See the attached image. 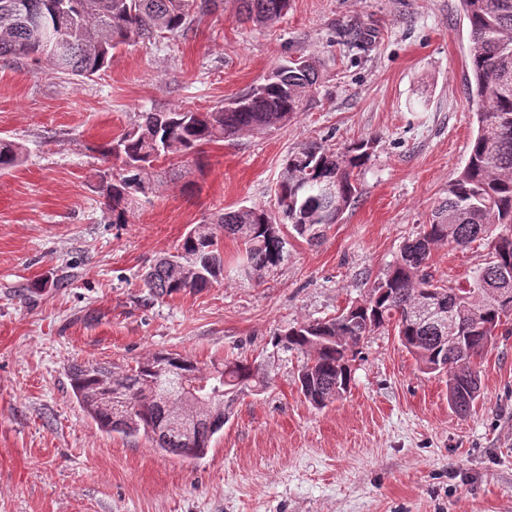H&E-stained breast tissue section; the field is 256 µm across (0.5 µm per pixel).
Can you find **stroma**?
<instances>
[{"label":"stroma","mask_w":512,"mask_h":512,"mask_svg":"<svg viewBox=\"0 0 512 512\" xmlns=\"http://www.w3.org/2000/svg\"><path fill=\"white\" fill-rule=\"evenodd\" d=\"M354 29L365 47L351 46ZM298 57L321 75L305 111L159 160L155 193L137 197L130 223H111L93 186L122 162L102 148L139 113L220 107ZM469 75L460 0H291L261 30L219 9L187 34L119 47L84 82L0 58V139L26 149L0 171V512H512V333L478 358L465 415L392 328L361 342L350 391L323 407L295 383L302 354L272 347L289 323L364 298L427 223L476 131ZM359 139L373 142L359 195L318 244L289 237L287 261L260 280L234 272L150 298L142 274L193 225L221 209L277 210L291 154ZM487 258L482 245L443 246L430 270L452 286ZM159 351L205 370L247 358L272 383L228 402L198 459L101 430L70 367L118 375Z\"/></svg>","instance_id":"1"}]
</instances>
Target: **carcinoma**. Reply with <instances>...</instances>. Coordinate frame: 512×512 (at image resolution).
<instances>
[{
  "label": "carcinoma",
  "instance_id": "obj_1",
  "mask_svg": "<svg viewBox=\"0 0 512 512\" xmlns=\"http://www.w3.org/2000/svg\"><path fill=\"white\" fill-rule=\"evenodd\" d=\"M238 19L263 29L288 12L290 0H235ZM223 0H0V58L46 63L69 77L89 78L104 68L112 51L158 34L185 33L191 16L205 13ZM469 24L472 77L467 83L475 105L477 133L465 166L448 181L447 196L431 214L422 233L406 241L384 277L365 298L334 318L295 322L274 338L275 347L304 355L298 389L306 400L325 406L343 397L352 383L354 351L375 330L392 326L400 345L424 374H444L448 390H466L452 404L460 414L480 396L476 360L492 345L499 329L512 321V301L486 304L483 284L512 269V0H461ZM319 70L307 59L276 65L265 82L208 112L173 110L143 112L141 122L107 143L102 152L122 159L121 172L99 176L96 192L110 212L111 223H129V206L152 191L151 169L159 158L200 154L204 147L246 132L288 124L314 97ZM18 144L0 141V170L22 162ZM371 159V146L360 141L332 150L309 144L290 156L278 184L279 210L243 207L215 215L193 226L177 253L158 260L143 276L153 297L200 292L226 274L219 234L240 242L237 269L252 278L277 269L287 257L282 226L312 243L322 228L337 224L357 197L354 171ZM456 225L448 235V225ZM499 226L505 227L496 232ZM483 241L489 262L453 287L429 273L432 252L439 246L465 248ZM431 292L454 310L465 327L464 349L453 348L440 334L404 317L411 302ZM183 374L215 395L200 407L192 438L159 433L171 406L151 399L172 375ZM73 394L103 430L125 437L140 433L159 450L182 458L204 454L228 421L224 397L263 388L267 381L246 359L228 360L202 372L191 359L158 352L115 376L100 364L71 367Z\"/></svg>",
  "mask_w": 512,
  "mask_h": 512
}]
</instances>
